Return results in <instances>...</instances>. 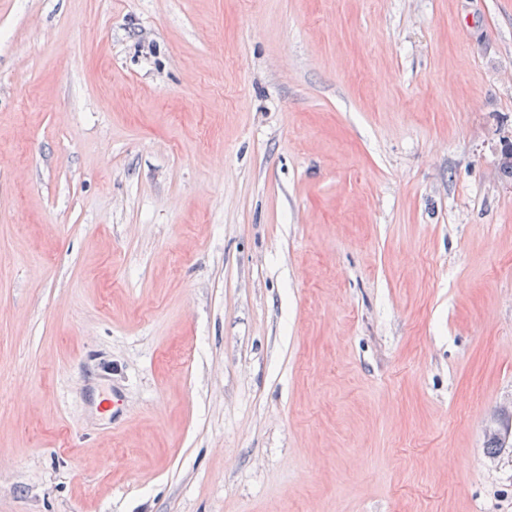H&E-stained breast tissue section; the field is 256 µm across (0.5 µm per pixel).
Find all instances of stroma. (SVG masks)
Segmentation results:
<instances>
[{
	"label": "stroma",
	"instance_id": "1",
	"mask_svg": "<svg viewBox=\"0 0 512 512\" xmlns=\"http://www.w3.org/2000/svg\"><path fill=\"white\" fill-rule=\"evenodd\" d=\"M511 143L512 0H0V512H512Z\"/></svg>",
	"mask_w": 512,
	"mask_h": 512
}]
</instances>
